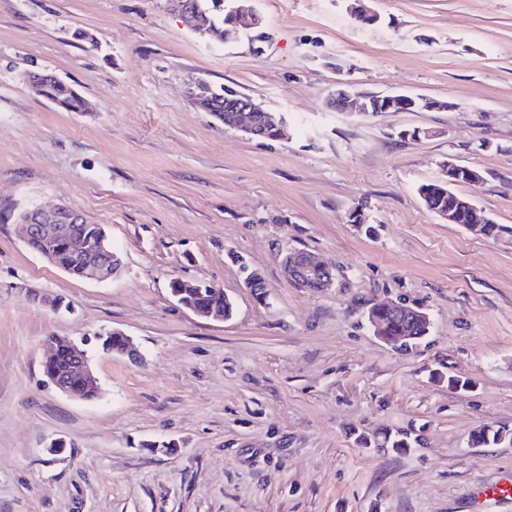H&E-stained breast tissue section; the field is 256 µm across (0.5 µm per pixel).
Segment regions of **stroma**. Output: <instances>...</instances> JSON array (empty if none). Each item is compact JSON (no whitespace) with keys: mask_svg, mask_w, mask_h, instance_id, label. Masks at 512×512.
<instances>
[{"mask_svg":"<svg viewBox=\"0 0 512 512\" xmlns=\"http://www.w3.org/2000/svg\"><path fill=\"white\" fill-rule=\"evenodd\" d=\"M367 5L371 26L348 0H256L258 56L164 0H0V512H467L512 472V0ZM35 70L91 111L36 96ZM195 78L283 114L287 138L224 127L186 97ZM341 82L448 107L336 111ZM449 161L481 171L453 190L506 233L426 208L418 188ZM57 204L107 228L117 276L75 280L23 242L17 215ZM290 248L334 286L288 281ZM175 277L222 288L233 317L177 305ZM388 301L428 312L419 346L374 335L367 311ZM108 330L140 360L103 352ZM52 335L90 355L97 399L47 381ZM484 424L506 439L470 446ZM396 430L418 445H358Z\"/></svg>","mask_w":512,"mask_h":512,"instance_id":"1","label":"stroma"}]
</instances>
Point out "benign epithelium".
Wrapping results in <instances>:
<instances>
[{"label": "benign epithelium", "instance_id": "benign-epithelium-1", "mask_svg": "<svg viewBox=\"0 0 512 512\" xmlns=\"http://www.w3.org/2000/svg\"><path fill=\"white\" fill-rule=\"evenodd\" d=\"M232 11L248 18L246 29L252 30L260 26L261 17L254 6V0H233ZM169 10L178 14L183 23L193 31H202L207 27L204 14L199 9L189 8L187 0H167ZM336 92L348 97L357 111H367L365 95L353 90L351 84L340 82ZM388 102L409 103L418 112L443 110L448 104L427 97L408 95H388ZM224 111L235 113L231 128L246 134L252 131L255 113H263V118L274 126H286L284 117L267 111L253 98L239 94L224 99ZM484 177L480 171L458 165L452 161L445 165L444 178L439 183L451 186L466 183L472 186L483 184ZM441 218L450 224H484L486 218L481 209L468 198H460L458 202L441 213ZM85 215L77 209L66 205H56L50 208L35 206L24 214L21 223L24 241L29 248L37 252L49 263L58 265V254H63L74 262L85 281H97L117 273L118 267L112 264V249L104 231H88ZM284 273L293 282H308L323 288L334 285L331 278V267L316 255L299 251L288 259ZM395 317L405 323L413 324L419 319H430L428 313L421 308L411 309L401 303L389 302L381 307L369 309V319L375 334L384 341L390 338L384 334V327L379 320L381 315ZM52 347V355L44 364V375L47 380L60 392L82 399L89 391L98 387V380L91 369L87 354L72 352V359L67 369L59 370L54 365L55 352L58 350L57 337L48 338Z\"/></svg>", "mask_w": 512, "mask_h": 512}]
</instances>
